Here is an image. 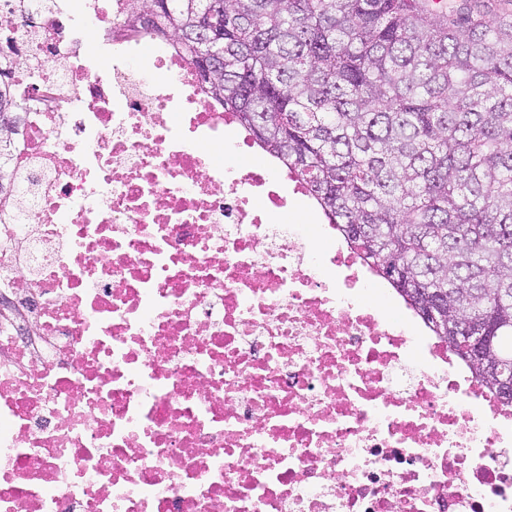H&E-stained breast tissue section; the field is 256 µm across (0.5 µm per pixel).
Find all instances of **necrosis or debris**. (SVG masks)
<instances>
[{
    "mask_svg": "<svg viewBox=\"0 0 512 512\" xmlns=\"http://www.w3.org/2000/svg\"><path fill=\"white\" fill-rule=\"evenodd\" d=\"M129 9L0 0V512H512V405Z\"/></svg>",
    "mask_w": 512,
    "mask_h": 512,
    "instance_id": "4bbe7bcc",
    "label": "necrosis or debris"
}]
</instances>
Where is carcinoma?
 Returning <instances> with one entry per match:
<instances>
[{
    "instance_id": "carcinoma-1",
    "label": "carcinoma",
    "mask_w": 512,
    "mask_h": 512,
    "mask_svg": "<svg viewBox=\"0 0 512 512\" xmlns=\"http://www.w3.org/2000/svg\"><path fill=\"white\" fill-rule=\"evenodd\" d=\"M419 0H131L211 98L300 178L329 223L473 372L512 361V14ZM210 12L220 41L197 24ZM214 68L211 77L202 74ZM0 139V175L16 183ZM470 343L469 353L473 363L480 366L483 370L481 377L492 378L496 384L501 387L507 394L512 392V372L509 367L503 364H487L486 363V351L490 344L492 337L476 335V336H465Z\"/></svg>"
}]
</instances>
